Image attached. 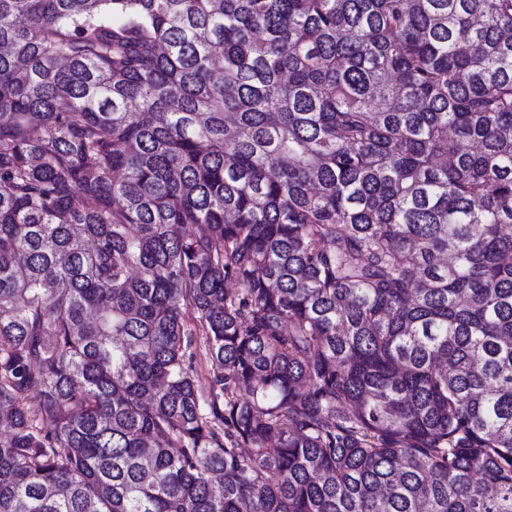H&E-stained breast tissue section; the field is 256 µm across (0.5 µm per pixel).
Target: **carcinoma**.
<instances>
[{
  "instance_id": "carcinoma-1",
  "label": "carcinoma",
  "mask_w": 512,
  "mask_h": 512,
  "mask_svg": "<svg viewBox=\"0 0 512 512\" xmlns=\"http://www.w3.org/2000/svg\"><path fill=\"white\" fill-rule=\"evenodd\" d=\"M511 256L512 0H0V512H512ZM194 326V335L189 336V347L187 349V361L191 365L198 380V386L202 389H208L209 381L213 376L214 366L208 353L206 336L202 335L199 329L192 321H188Z\"/></svg>"
}]
</instances>
